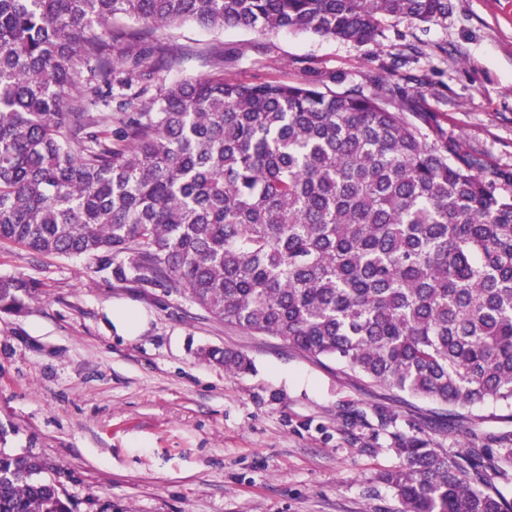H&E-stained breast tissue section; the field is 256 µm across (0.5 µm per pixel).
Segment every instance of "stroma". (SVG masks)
I'll return each mask as SVG.
<instances>
[{
	"label": "stroma",
	"mask_w": 512,
	"mask_h": 512,
	"mask_svg": "<svg viewBox=\"0 0 512 512\" xmlns=\"http://www.w3.org/2000/svg\"><path fill=\"white\" fill-rule=\"evenodd\" d=\"M156 37L180 51L174 79L213 74L217 49L239 82L367 91L373 75L393 76L466 152L512 170V0H448L446 19L390 18L361 44L193 22ZM18 274L39 287L24 314L0 313V429L7 447L47 459L79 512H401L380 480L400 463L396 433L462 457L512 430V411L486 404L458 435L429 404L227 328L101 259L0 245V276ZM119 307L142 316L137 336L117 332ZM224 348L253 370L230 374L202 355Z\"/></svg>",
	"instance_id": "obj_1"
}]
</instances>
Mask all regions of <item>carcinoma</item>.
<instances>
[{
	"instance_id": "carcinoma-1",
	"label": "carcinoma",
	"mask_w": 512,
	"mask_h": 512,
	"mask_svg": "<svg viewBox=\"0 0 512 512\" xmlns=\"http://www.w3.org/2000/svg\"><path fill=\"white\" fill-rule=\"evenodd\" d=\"M447 16L448 0H0V243L108 257L465 433L463 411L512 409V170L413 112L398 82L170 80L176 55L152 45L188 21L363 43L387 18ZM37 288L1 276L0 313ZM208 356L253 369L238 350ZM5 443L0 512H77L41 455ZM492 443L459 461L401 436L380 480L402 512H512L495 483L512 431Z\"/></svg>"
}]
</instances>
